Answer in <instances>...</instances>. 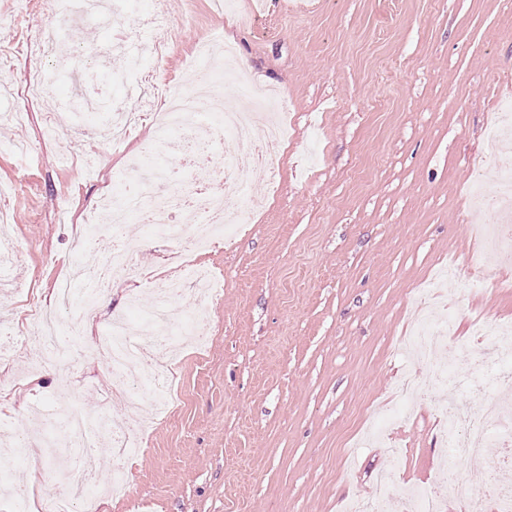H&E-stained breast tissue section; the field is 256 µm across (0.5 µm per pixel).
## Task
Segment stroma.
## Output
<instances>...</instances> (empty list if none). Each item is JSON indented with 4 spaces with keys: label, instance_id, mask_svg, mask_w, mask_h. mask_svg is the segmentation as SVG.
<instances>
[{
    "label": "stroma",
    "instance_id": "stroma-1",
    "mask_svg": "<svg viewBox=\"0 0 512 512\" xmlns=\"http://www.w3.org/2000/svg\"><path fill=\"white\" fill-rule=\"evenodd\" d=\"M52 5L0 0V196L21 261L18 281L0 284V324L13 326L24 302L54 296L81 205L113 191L112 172L139 151L97 136L69 147L50 139L48 121L80 92L106 108L141 107L124 78L80 85L74 58L52 92L26 95V73L56 70L34 54L40 10ZM237 9L247 22L213 0H180L170 87L183 89L206 37L231 42L250 79L281 93L288 145L275 174L248 179L253 194L275 197L205 255L221 273L212 340L200 354L183 349L168 380L177 409L129 459L126 495L98 496L94 512H342L374 495L381 472L404 489L428 483L442 462L430 405L413 403L392 426L366 423L394 406L403 373L423 368L394 353L409 291L476 247L473 164L494 114L512 111V0H237ZM126 236L161 282L164 243L135 222ZM149 284L113 287L83 335H64L68 355L53 373L12 381L17 404L0 413V437L16 439L36 408L90 414L106 400L113 419L129 420L106 363L83 346L113 316H132L131 297L150 307ZM447 311L461 342L473 341L477 321L491 341L495 324L512 323V289L450 280L434 309ZM64 381L72 390L61 405ZM39 467V499L82 512L66 498L78 469L52 456Z\"/></svg>",
    "mask_w": 512,
    "mask_h": 512
}]
</instances>
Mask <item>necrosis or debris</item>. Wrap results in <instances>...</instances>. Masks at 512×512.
Masks as SVG:
<instances>
[{"label": "necrosis or debris", "mask_w": 512, "mask_h": 512, "mask_svg": "<svg viewBox=\"0 0 512 512\" xmlns=\"http://www.w3.org/2000/svg\"><path fill=\"white\" fill-rule=\"evenodd\" d=\"M126 8V0H61L53 19L44 21L36 42L42 56H57L63 45L61 23L70 18L104 27L111 25L116 15ZM145 25L153 29L152 57L155 62L148 74H136L137 86L145 90L142 109H114L111 125L103 131L93 126L60 128L57 140L64 145L75 144L85 136L97 134L113 144H125L152 118L154 138L143 154L132 158L122 182L132 190L125 200L113 202L111 196L93 201V212L102 217L101 223L83 225L75 240L77 252L93 249L101 253V262L94 267L72 264L68 279L87 282L85 299L67 318L71 335L79 336L97 311L98 303L116 279L139 280L142 269L136 258V248L127 240L124 230L127 217L137 223L159 229L175 247L165 257L174 270L172 277L162 281L153 291V303L148 318L157 332L148 345L135 341L129 325L114 319L106 335L88 344L86 351L107 360L115 388L127 400L142 405L143 390L162 386L171 362L184 340L206 344L212 331L208 315L210 304L220 298L217 278L213 271L197 263V256L213 248L223 239L225 228L240 229L250 224L259 204L250 194L244 180L247 172L271 168L284 143L285 130L274 114L281 104L280 97L249 82L236 63V52L228 42L202 39L196 44L198 61L210 64L220 78L239 86L246 98L263 103L267 113L249 107L230 105L212 92L213 82H200L197 70L186 77L188 92L174 96L162 77L161 63L168 55L172 37L170 19L165 15H146ZM212 93L211 110L216 119L201 124L199 95ZM178 127L181 135L169 141L167 130ZM235 137L242 145L240 152L226 155L223 164L213 161V145L224 136ZM171 153L172 160L164 167H148L146 158L156 150ZM200 177L195 191L182 192L184 177ZM476 207L480 222L488 229L482 247V260L467 259L471 282L482 286L501 282L498 262L512 258V211L490 205L484 193H477ZM192 290L194 308L181 319H173L170 308L185 290ZM455 323L450 317L433 319L423 316L403 345V350L417 360L426 362L431 372L433 409L441 424L447 428L446 445L459 449L461 454L481 461L485 480L481 486L465 484L454 465L441 464L431 481L406 493L408 512H444L447 501H457L461 512H512V486L499 481L498 473L512 465V382L507 381L500 368L502 362L512 363V328L498 332L492 345H474L468 350L471 366L477 367L485 385L495 392V400L484 410L475 412L464 406L459 398L466 382L457 372H449L447 363L437 358V351L456 352ZM34 430L44 446H52L55 435L65 437L68 445L92 448L97 438L88 417L70 414L62 418L37 417ZM140 428L136 425L118 427L112 431V483L127 488L129 474L125 462L137 451Z\"/></svg>", "instance_id": "4bbe7bcc"}]
</instances>
